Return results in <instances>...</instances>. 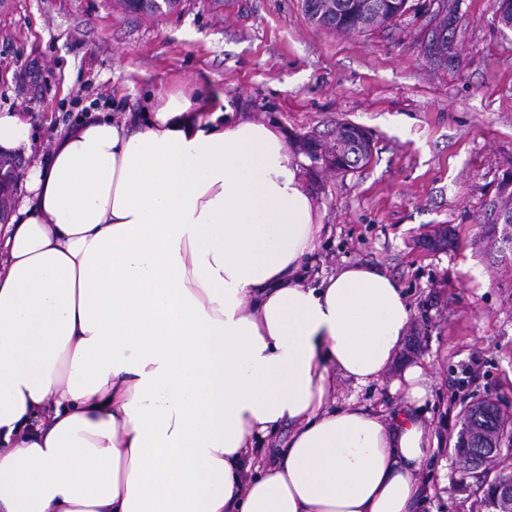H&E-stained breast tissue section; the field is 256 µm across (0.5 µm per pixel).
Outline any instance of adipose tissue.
<instances>
[{"label": "adipose tissue", "mask_w": 512, "mask_h": 512, "mask_svg": "<svg viewBox=\"0 0 512 512\" xmlns=\"http://www.w3.org/2000/svg\"><path fill=\"white\" fill-rule=\"evenodd\" d=\"M33 144L0 112V154ZM25 190L0 233V512H416L421 420L329 404L337 377L381 382L407 295L372 266L310 281L322 214L282 128L161 91L65 130Z\"/></svg>", "instance_id": "obj_1"}]
</instances>
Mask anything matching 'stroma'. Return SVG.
<instances>
[{
    "label": "stroma",
    "mask_w": 512,
    "mask_h": 512,
    "mask_svg": "<svg viewBox=\"0 0 512 512\" xmlns=\"http://www.w3.org/2000/svg\"><path fill=\"white\" fill-rule=\"evenodd\" d=\"M418 3L400 26L341 36L312 24L302 0H181L152 16L120 0H0V110L27 114L37 161L86 105L140 112L162 88L220 90L234 111L281 125L323 214L317 269L378 267L412 308L382 382L341 381L333 398L391 416L404 403L392 382L421 366L426 394L414 407L435 449L420 512H471L476 481L454 453L460 414L486 398L512 407V263L496 260L487 236L488 203L512 171V31L490 0H460L453 56L437 66L424 45L438 2ZM347 122L368 131L370 163L312 168L308 138L330 147ZM442 224L457 245L423 250Z\"/></svg>",
    "instance_id": "1"
}]
</instances>
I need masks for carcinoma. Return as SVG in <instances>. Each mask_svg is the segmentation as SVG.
Instances as JSON below:
<instances>
[{"label":"carcinoma","instance_id":"obj_1","mask_svg":"<svg viewBox=\"0 0 512 512\" xmlns=\"http://www.w3.org/2000/svg\"><path fill=\"white\" fill-rule=\"evenodd\" d=\"M492 7L498 22L512 30V0H492ZM303 8L314 25L339 34H368L397 24L405 15L417 13V5L410 0H303ZM434 21L427 56L441 65L448 62V16L438 13ZM343 129L342 125L337 128L328 155L336 156L346 171L366 166L371 159L370 148L346 136ZM497 199L491 205L488 225L492 235L501 224L512 226V192L499 191ZM505 444L512 447L511 414L500 411L497 403L489 399L476 401L464 410L455 449L466 457V468L479 469L500 457L507 461L494 476L486 473L480 476L484 490L474 512H492V489L504 481H512V454L504 456L501 450Z\"/></svg>","mask_w":512,"mask_h":512}]
</instances>
